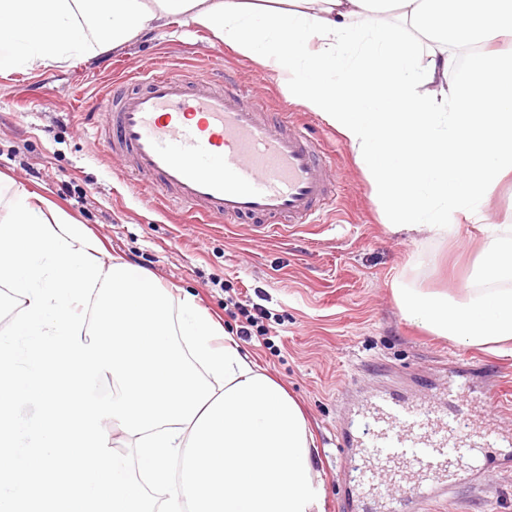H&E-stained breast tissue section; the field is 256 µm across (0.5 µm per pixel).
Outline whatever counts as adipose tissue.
Returning a JSON list of instances; mask_svg holds the SVG:
<instances>
[{"label": "adipose tissue", "instance_id": "adipose-tissue-1", "mask_svg": "<svg viewBox=\"0 0 512 512\" xmlns=\"http://www.w3.org/2000/svg\"><path fill=\"white\" fill-rule=\"evenodd\" d=\"M0 0V72L118 49L184 17L262 62L355 152L395 232L447 237L512 174V0ZM427 45L417 55L409 40ZM466 73L448 79L458 54ZM89 229L15 187L0 221V512H323L299 403L192 297L104 263ZM457 298L400 288L403 313L512 355V225ZM112 382L111 403L89 384ZM30 405L35 415L21 421ZM129 434L139 475L107 446Z\"/></svg>", "mask_w": 512, "mask_h": 512}]
</instances>
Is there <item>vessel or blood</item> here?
I'll return each instance as SVG.
<instances>
[{"label": "vessel or blood", "mask_w": 512, "mask_h": 512, "mask_svg": "<svg viewBox=\"0 0 512 512\" xmlns=\"http://www.w3.org/2000/svg\"><path fill=\"white\" fill-rule=\"evenodd\" d=\"M128 89L106 86L96 97L104 122L96 136L109 154L125 159L128 179L157 188L168 202L204 220L314 224L335 206L333 162L312 132L231 79L214 81L148 67L129 76ZM454 412L431 402L373 393L358 411L357 482L364 498L384 500L388 512L408 501L440 500L455 473L479 468L490 439L462 395L449 390Z\"/></svg>", "instance_id": "b4317fda"}]
</instances>
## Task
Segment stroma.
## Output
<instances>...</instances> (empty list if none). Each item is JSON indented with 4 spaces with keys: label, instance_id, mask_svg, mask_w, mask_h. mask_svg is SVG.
Returning a JSON list of instances; mask_svg holds the SVG:
<instances>
[{
    "label": "stroma",
    "instance_id": "stroma-1",
    "mask_svg": "<svg viewBox=\"0 0 512 512\" xmlns=\"http://www.w3.org/2000/svg\"><path fill=\"white\" fill-rule=\"evenodd\" d=\"M161 58L203 76L231 75L271 111L312 127L336 152L333 174L342 194L335 213L266 238L248 224L190 223L157 195L120 181L121 160L103 150L94 122L76 106L114 75ZM17 185L90 227L104 262L121 259L168 288L172 307L191 295L234 336L239 323L228 315V301L264 310L266 337L240 341V350L301 404L315 437L325 512H347L357 497L343 420L372 391L436 399L453 383L464 387L482 428L512 429V413L501 407L512 401V357L434 336L402 314L394 291L402 276L421 291L452 297L477 287L481 242L493 225H512V181L483 205L478 222L462 221L446 239L425 230L393 232L336 128L291 102L268 69L208 30L179 20L86 60H34L0 73L2 218ZM413 512H512V447L488 449L484 470L459 473L439 502Z\"/></svg>",
    "mask_w": 512,
    "mask_h": 512
}]
</instances>
